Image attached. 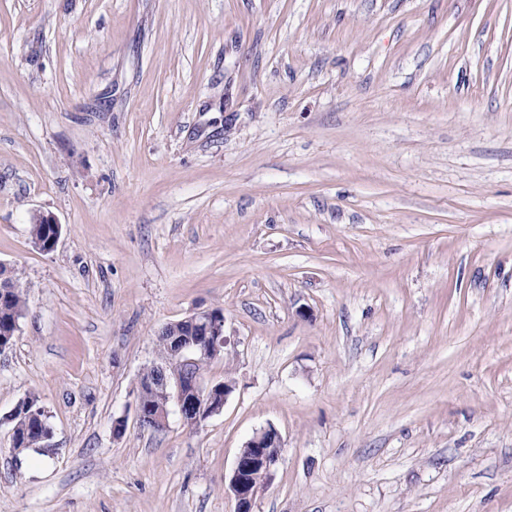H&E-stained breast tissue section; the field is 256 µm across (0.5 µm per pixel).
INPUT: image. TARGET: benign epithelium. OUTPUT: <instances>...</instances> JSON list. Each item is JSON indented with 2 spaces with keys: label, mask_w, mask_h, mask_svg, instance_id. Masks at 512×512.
<instances>
[{
  "label": "benign epithelium",
  "mask_w": 512,
  "mask_h": 512,
  "mask_svg": "<svg viewBox=\"0 0 512 512\" xmlns=\"http://www.w3.org/2000/svg\"><path fill=\"white\" fill-rule=\"evenodd\" d=\"M182 322L200 329L199 339L184 342L179 336L168 337L169 357L166 364L159 368L154 377L143 382V385L150 386L155 379H161L169 389L167 401L152 406L136 399L135 418L141 427L147 423L156 429L165 427L171 401L183 422L196 427L209 416L220 412L232 392L230 382L207 383L198 370L201 363L218 355L226 345L224 313L215 309L202 310L182 319ZM23 416L29 420L36 419L45 426L38 442L42 448L49 447L53 430L46 424L44 408L31 404ZM281 449V436L273 426L257 432L240 448L227 487L235 500V512H252V502L257 493L273 479L281 459ZM257 472L263 475V481L259 484L253 480Z\"/></svg>",
  "instance_id": "7a95c632"
}]
</instances>
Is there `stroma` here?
I'll return each instance as SVG.
<instances>
[{
    "label": "stroma",
    "mask_w": 512,
    "mask_h": 512,
    "mask_svg": "<svg viewBox=\"0 0 512 512\" xmlns=\"http://www.w3.org/2000/svg\"><path fill=\"white\" fill-rule=\"evenodd\" d=\"M1 262L0 512H235L270 426L252 512H512V0H0ZM214 308L223 410L142 429ZM34 216L43 221V224H38L35 222L34 218L32 217L31 223L29 224V233L30 238L33 241H40L43 245V251H52V247L55 243V247L59 242L61 233H62V227L61 224L57 221L55 216L51 214H45L42 212H35ZM57 227H55V225ZM58 230V234H57ZM57 235V237H56ZM56 237V239H55ZM8 281L2 279L0 282V342L7 349L14 339V322H19L27 308V300L17 274L9 273ZM21 404L23 406L30 404L26 408V412H23L21 416H25L27 420L37 419L40 422V424L45 427V430L44 432L41 433L42 428L39 424L31 422L30 424L27 425L25 424V422L22 421L20 423L22 425V428L19 429L20 435L26 433L27 436L30 438L31 445L37 446L39 442V447L49 448L50 445L48 444V441L52 438L53 430L52 427L47 425L46 423V417L48 416L44 408L42 406L34 407V405H40L38 398L36 396H26L25 398L22 399ZM282 439L275 427L257 432L240 448L227 490L235 500V512H252L259 490L273 479L281 459ZM254 480L253 477L257 473ZM262 473V475L260 474Z\"/></svg>",
    "instance_id": "stroma-1"
}]
</instances>
